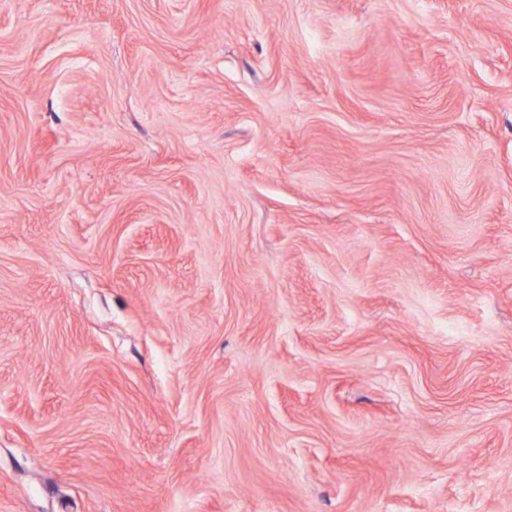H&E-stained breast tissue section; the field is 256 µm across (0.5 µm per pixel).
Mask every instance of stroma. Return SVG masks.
I'll return each mask as SVG.
<instances>
[{
	"label": "stroma",
	"mask_w": 512,
	"mask_h": 512,
	"mask_svg": "<svg viewBox=\"0 0 512 512\" xmlns=\"http://www.w3.org/2000/svg\"><path fill=\"white\" fill-rule=\"evenodd\" d=\"M0 512H512V0H0Z\"/></svg>",
	"instance_id": "obj_1"
}]
</instances>
